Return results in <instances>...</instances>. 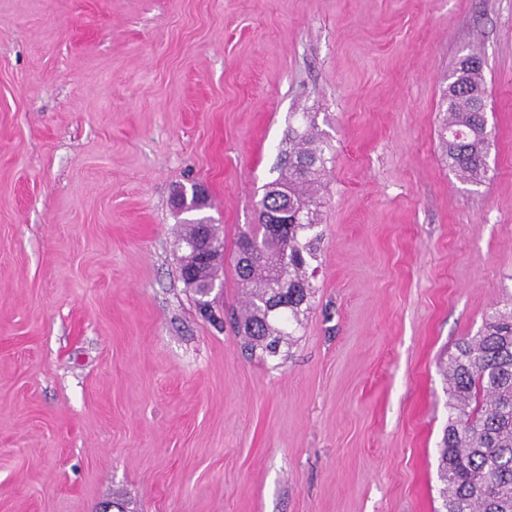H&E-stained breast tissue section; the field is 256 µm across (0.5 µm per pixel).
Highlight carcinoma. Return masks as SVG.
I'll return each instance as SVG.
<instances>
[{"mask_svg":"<svg viewBox=\"0 0 512 512\" xmlns=\"http://www.w3.org/2000/svg\"><path fill=\"white\" fill-rule=\"evenodd\" d=\"M448 74L441 121L448 166L465 182L489 176L492 146L485 112L484 61L466 54ZM288 141L285 173L268 183L259 223L234 246L235 272L245 298L238 332L250 351L276 353L289 328L302 325L314 286L309 260L321 240L314 219L315 186L324 160L315 124ZM202 220L183 225L189 251L180 267L186 287L210 309L208 280L223 260L224 240L202 235ZM448 394V426L439 448L442 512H512V302L493 309L480 332L462 339L440 366Z\"/></svg>","mask_w":512,"mask_h":512,"instance_id":"carcinoma-1","label":"carcinoma"}]
</instances>
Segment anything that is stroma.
Instances as JSON below:
<instances>
[{"label":"stroma","mask_w":512,"mask_h":512,"mask_svg":"<svg viewBox=\"0 0 512 512\" xmlns=\"http://www.w3.org/2000/svg\"><path fill=\"white\" fill-rule=\"evenodd\" d=\"M478 50L482 185L446 77ZM314 121L311 309L277 356L180 266ZM512 301V0H0V512H439V372ZM464 56L468 63L459 59L448 74L442 140L448 166L464 182L480 185L489 176L493 141L485 112L484 61L478 52Z\"/></svg>","instance_id":"1"}]
</instances>
